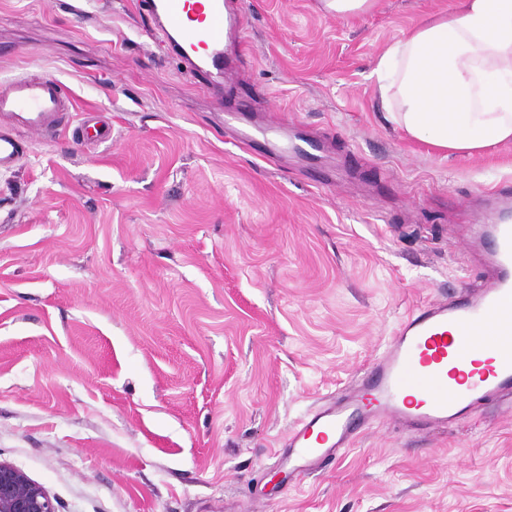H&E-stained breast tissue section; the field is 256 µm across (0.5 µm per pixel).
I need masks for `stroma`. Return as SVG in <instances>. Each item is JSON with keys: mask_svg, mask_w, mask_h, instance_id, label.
Listing matches in <instances>:
<instances>
[{"mask_svg": "<svg viewBox=\"0 0 512 512\" xmlns=\"http://www.w3.org/2000/svg\"><path fill=\"white\" fill-rule=\"evenodd\" d=\"M456 0H236L224 78L135 0H0V82L51 74L64 133L0 170V460L57 512H512V411L362 430L271 483L290 428L424 305L485 277L458 217L512 188V143L407 137L372 74ZM112 130L84 140L82 122ZM311 140L307 157L288 148ZM320 8L336 17L361 15L369 12L375 0H319Z\"/></svg>", "mask_w": 512, "mask_h": 512, "instance_id": "obj_1", "label": "stroma"}]
</instances>
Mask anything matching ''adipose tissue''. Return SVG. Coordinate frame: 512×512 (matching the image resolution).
Segmentation results:
<instances>
[{"mask_svg": "<svg viewBox=\"0 0 512 512\" xmlns=\"http://www.w3.org/2000/svg\"><path fill=\"white\" fill-rule=\"evenodd\" d=\"M373 74L412 138L465 155L512 142V0H458L391 43Z\"/></svg>", "mask_w": 512, "mask_h": 512, "instance_id": "ef3b65f1", "label": "adipose tissue"}]
</instances>
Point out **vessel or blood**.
<instances>
[{
  "label": "vessel or blood",
  "mask_w": 512,
  "mask_h": 512,
  "mask_svg": "<svg viewBox=\"0 0 512 512\" xmlns=\"http://www.w3.org/2000/svg\"><path fill=\"white\" fill-rule=\"evenodd\" d=\"M155 18L175 55L192 68L224 76V46L240 36L225 0H137ZM70 98L54 76L19 75L0 82V170L24 156L17 129L54 130ZM470 223L491 235V276L452 302H436L400 325L361 383L341 390L291 429L281 460L293 475L317 472L350 448L359 431L375 423L403 430L445 428L489 401L512 397V212L497 223L480 214ZM485 352L487 365L473 370Z\"/></svg>",
  "instance_id": "b4317fda"
}]
</instances>
